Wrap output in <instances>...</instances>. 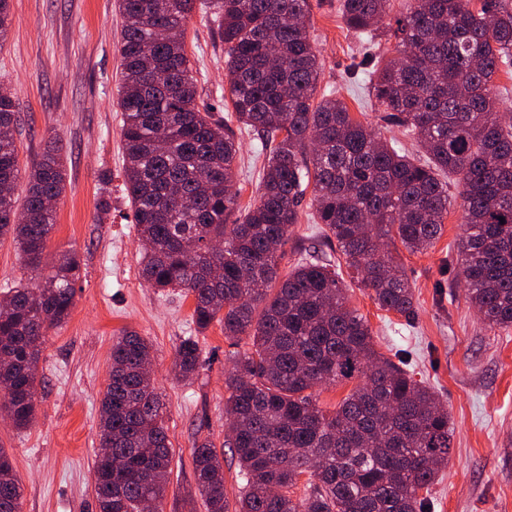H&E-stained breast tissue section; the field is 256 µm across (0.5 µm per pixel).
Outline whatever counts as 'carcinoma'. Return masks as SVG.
<instances>
[{"instance_id": "obj_1", "label": "carcinoma", "mask_w": 512, "mask_h": 512, "mask_svg": "<svg viewBox=\"0 0 512 512\" xmlns=\"http://www.w3.org/2000/svg\"><path fill=\"white\" fill-rule=\"evenodd\" d=\"M195 2L118 0L123 185L145 282L192 298L198 331L217 321L225 337L251 340L224 380V444L245 481L235 512H428L420 492L448 463V411L403 362L376 350L332 256L312 247L283 277L278 260L308 183L323 237L336 241L359 286L380 309L409 318L413 288L390 247L416 253L439 240L452 199L439 173H453L468 300L489 328L512 327V116L503 119L494 87L499 66L512 63V0H406L386 24L390 0H338L349 28L397 41L385 65L364 62L369 89L387 119L415 136L422 160L353 119L342 100L316 99L322 62L306 24L310 0H209L235 118L269 149L259 199L245 208L235 190L240 142L196 103L184 42ZM17 121L14 93L1 83L0 239L38 269L65 173L52 150L20 167ZM80 276L77 254L63 252L37 287L0 299V415L19 430L35 419L42 345L71 315ZM151 349L133 331L112 342L100 409V446L112 458L95 461L99 512H163L172 448L146 368ZM200 355L196 337H184L178 376L193 377ZM352 379L360 383L333 412L318 406L316 388ZM192 459L207 512H228L212 442H195ZM303 474L309 490L296 498ZM22 498L0 448V512H21Z\"/></svg>"}]
</instances>
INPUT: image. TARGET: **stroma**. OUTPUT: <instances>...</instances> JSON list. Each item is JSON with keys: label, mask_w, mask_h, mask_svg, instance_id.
I'll list each match as a JSON object with an SVG mask.
<instances>
[{"label": "stroma", "mask_w": 512, "mask_h": 512, "mask_svg": "<svg viewBox=\"0 0 512 512\" xmlns=\"http://www.w3.org/2000/svg\"><path fill=\"white\" fill-rule=\"evenodd\" d=\"M311 4L310 36L323 60L318 95L342 99L373 131L409 144L402 128L388 122L362 72L366 55L381 62L395 56V40L364 44L346 28L337 0ZM11 17L0 47V83L11 87L19 104L14 136L20 161L30 163L54 142L66 170L46 253L74 250L82 264L71 316L49 331L42 349L33 425L19 430L0 419V448L10 453L24 487L22 512H97L93 464L100 450V398L112 339L123 330L153 346V379L174 450L164 512H207L191 455L203 439L223 459L228 498L237 501L244 480L224 446V378L251 341L225 338L217 322L196 333L191 298L149 288L141 278V243L123 187L117 0H11ZM185 41L198 71V106L226 119L242 144L236 187L240 205H248L260 194L265 152L235 119L225 90L224 44L203 0H197ZM311 200L308 194L302 199L280 274L322 240ZM464 230L455 203L434 247L416 254L396 249L414 288L411 318L378 309L349 269L341 274L348 304L366 317L376 349L399 357L448 409L452 450L431 489V512H512V329L486 328L466 297L457 251ZM38 280L13 244L0 241V296ZM194 334L202 362L184 381L173 370L175 350Z\"/></svg>", "instance_id": "35a3bbf8"}]
</instances>
